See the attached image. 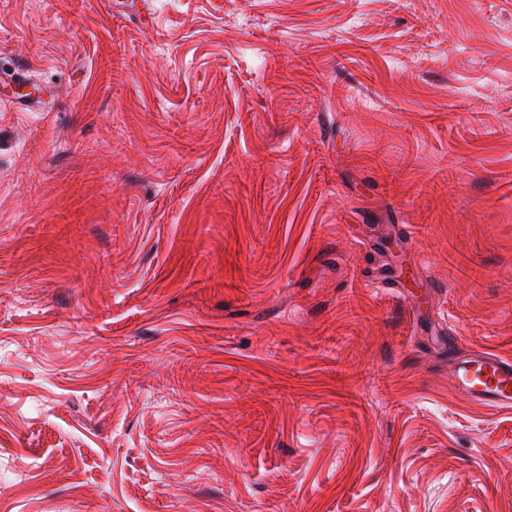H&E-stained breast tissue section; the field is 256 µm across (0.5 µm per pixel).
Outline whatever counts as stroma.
I'll return each instance as SVG.
<instances>
[{"instance_id": "35a3bbf8", "label": "stroma", "mask_w": 512, "mask_h": 512, "mask_svg": "<svg viewBox=\"0 0 512 512\" xmlns=\"http://www.w3.org/2000/svg\"><path fill=\"white\" fill-rule=\"evenodd\" d=\"M144 3L0 0V512H512V0ZM459 394L478 404L512 408V360L490 352L457 357L451 366Z\"/></svg>"}]
</instances>
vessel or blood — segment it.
<instances>
[{
    "instance_id": "b4317fda",
    "label": "vessel or blood",
    "mask_w": 512,
    "mask_h": 512,
    "mask_svg": "<svg viewBox=\"0 0 512 512\" xmlns=\"http://www.w3.org/2000/svg\"><path fill=\"white\" fill-rule=\"evenodd\" d=\"M459 394L468 401L512 408V360L490 352L457 357L451 366Z\"/></svg>"
}]
</instances>
